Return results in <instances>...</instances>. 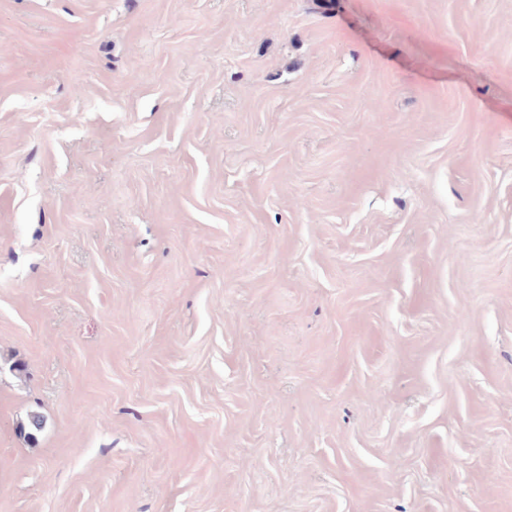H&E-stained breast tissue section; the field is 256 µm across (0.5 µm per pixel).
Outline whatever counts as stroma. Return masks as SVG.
I'll use <instances>...</instances> for the list:
<instances>
[{"label":"stroma","instance_id":"1","mask_svg":"<svg viewBox=\"0 0 512 512\" xmlns=\"http://www.w3.org/2000/svg\"><path fill=\"white\" fill-rule=\"evenodd\" d=\"M0 512H512V0H0Z\"/></svg>","mask_w":512,"mask_h":512}]
</instances>
